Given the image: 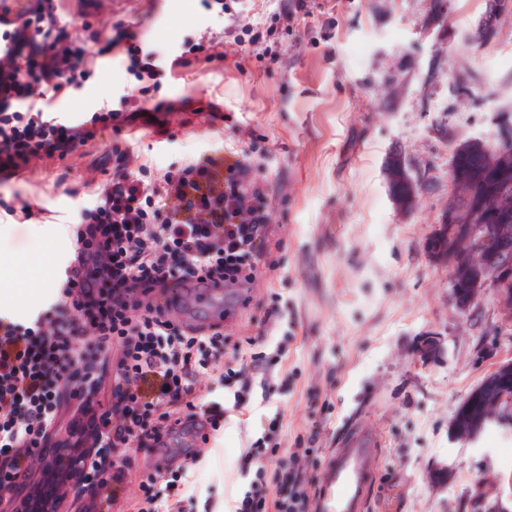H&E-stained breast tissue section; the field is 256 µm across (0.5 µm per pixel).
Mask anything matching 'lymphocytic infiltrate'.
<instances>
[{
    "instance_id": "f902f5d3",
    "label": "lymphocytic infiltrate",
    "mask_w": 512,
    "mask_h": 512,
    "mask_svg": "<svg viewBox=\"0 0 512 512\" xmlns=\"http://www.w3.org/2000/svg\"><path fill=\"white\" fill-rule=\"evenodd\" d=\"M53 0H38L18 24L0 31V177L26 170L32 159L64 158L75 142L111 128L120 110L73 124L55 121L37 99L85 64L81 48L63 44L45 19ZM27 103L18 111V103ZM238 162L226 168L223 190L204 185V168L190 163L163 176L172 196L116 169L111 188L83 209L73 230L74 261L63 299L75 317L46 312L27 320L0 314V459L25 463L58 425L62 388L78 377L100 383L103 351L119 350L111 401L79 403L76 428L101 448L120 450L130 438L162 445L174 424L205 418L219 427L224 410L198 402L195 380L205 371L195 351L222 349L221 326L186 330L159 294L168 284L226 286L252 282L268 253L267 194ZM90 344H81L85 332ZM286 494L269 500L245 494L235 512H307L309 496L297 478L277 472Z\"/></svg>"
}]
</instances>
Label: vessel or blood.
Instances as JSON below:
<instances>
[{
    "mask_svg": "<svg viewBox=\"0 0 512 512\" xmlns=\"http://www.w3.org/2000/svg\"><path fill=\"white\" fill-rule=\"evenodd\" d=\"M375 442L366 432H354L336 449L322 471V492L316 512H361L367 490V460Z\"/></svg>",
    "mask_w": 512,
    "mask_h": 512,
    "instance_id": "obj_1",
    "label": "vessel or blood"
}]
</instances>
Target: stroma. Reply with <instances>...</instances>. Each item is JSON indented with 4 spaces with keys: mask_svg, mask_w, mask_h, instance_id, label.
Returning a JSON list of instances; mask_svg holds the SVG:
<instances>
[{
    "mask_svg": "<svg viewBox=\"0 0 512 512\" xmlns=\"http://www.w3.org/2000/svg\"><path fill=\"white\" fill-rule=\"evenodd\" d=\"M294 2L57 4L54 32L80 44L89 65L62 91L42 88L49 113L74 121L106 105L140 111L63 159L0 180V226L16 228L0 237V311L24 319L54 306L77 214L111 187L119 164L146 166L149 184L198 159L220 190L227 164L241 161L266 187L282 242L270 254L277 271L226 287L217 305L183 289L170 310L179 323L222 325L231 339L217 362L232 374H205L197 387L200 401L223 406L220 429L173 433L165 448L130 440L123 478L99 486L95 512H136L147 486L176 512H231L246 491L276 496L273 481H256L261 466L288 469L315 498L331 452L357 427L377 441L363 512H472L480 481L512 475L499 454L512 448V423L468 442L449 429L463 397L512 362V326L501 327L488 292L460 314L450 268L425 248L448 208L455 145L495 144L512 123V12L484 46L485 0H448L442 26L430 0H308L305 14ZM245 21L275 35L242 59L231 43ZM197 43L203 52L190 53ZM131 46L157 52V80L129 70ZM179 55L183 65L168 67ZM394 154L424 181L408 213L389 194ZM32 253L45 284L21 295ZM427 340L438 353H420ZM434 469L446 480L430 482Z\"/></svg>",
    "mask_w": 512,
    "mask_h": 512,
    "instance_id": "stroma-1",
    "label": "stroma"
}]
</instances>
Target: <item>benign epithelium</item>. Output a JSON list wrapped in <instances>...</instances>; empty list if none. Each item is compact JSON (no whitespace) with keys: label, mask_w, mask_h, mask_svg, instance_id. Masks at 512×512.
Listing matches in <instances>:
<instances>
[{"label":"benign epithelium","mask_w":512,"mask_h":512,"mask_svg":"<svg viewBox=\"0 0 512 512\" xmlns=\"http://www.w3.org/2000/svg\"><path fill=\"white\" fill-rule=\"evenodd\" d=\"M448 184L459 206L448 209L441 223L455 228L451 237L434 234L428 251L452 269L461 266L476 274L470 288L463 291L455 276L449 278L450 301L466 314L476 305L480 294L494 292L501 321L512 323V196L496 198L490 210L471 200L467 180L461 175L457 156L448 165ZM495 217L497 224H478L476 218ZM512 377V363L500 365L474 393L479 402L475 415L451 422L452 436L468 441L476 438L490 423L512 415V391L504 379ZM97 449L92 442L75 446L45 437L41 448L31 457L28 468L7 475L10 468L0 464V512H61L70 503L71 512H93L98 482L88 476Z\"/></svg>","instance_id":"1"}]
</instances>
